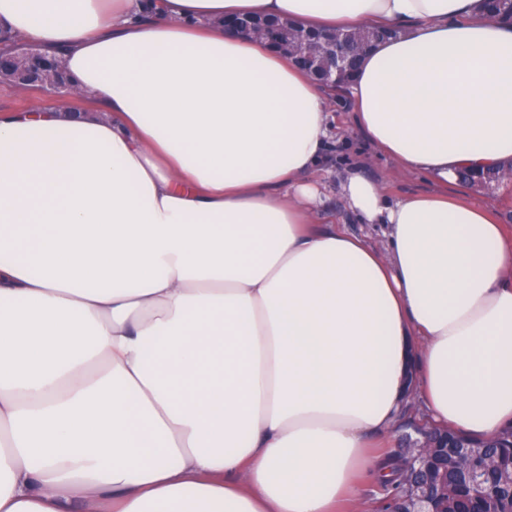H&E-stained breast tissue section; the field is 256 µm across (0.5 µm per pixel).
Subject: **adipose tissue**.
<instances>
[{
    "label": "adipose tissue",
    "instance_id": "ef3b65f1",
    "mask_svg": "<svg viewBox=\"0 0 512 512\" xmlns=\"http://www.w3.org/2000/svg\"><path fill=\"white\" fill-rule=\"evenodd\" d=\"M380 28L354 123L437 189L353 169L332 99L225 16ZM94 108L0 113V512H354L407 396L512 430V231L449 193L512 162V25L482 0H0ZM326 91L335 99L332 112L336 146L322 173L327 194L325 215L337 226L351 233L362 234L375 244L381 243V226L362 224L345 206L341 181L347 169L358 166L367 176L380 182L391 199L432 192L434 186L423 174L403 172L394 160L382 154L363 137L352 119L348 88Z\"/></svg>",
    "mask_w": 512,
    "mask_h": 512
}]
</instances>
